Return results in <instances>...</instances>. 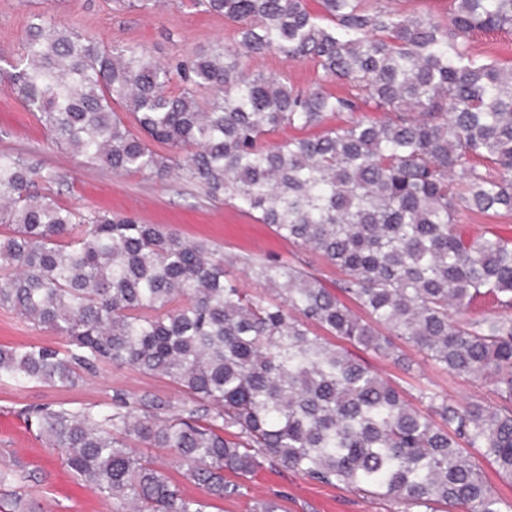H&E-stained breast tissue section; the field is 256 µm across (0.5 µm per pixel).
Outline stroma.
I'll return each mask as SVG.
<instances>
[{
    "label": "stroma",
    "instance_id": "35a3bbf8",
    "mask_svg": "<svg viewBox=\"0 0 512 512\" xmlns=\"http://www.w3.org/2000/svg\"><path fill=\"white\" fill-rule=\"evenodd\" d=\"M40 14L114 45L143 46L164 63L186 59L218 41L232 43L236 30L235 23L193 7L191 0H173L158 11L129 7L126 0H0V58L19 51L29 22ZM469 44L478 63L512 65V31L478 32ZM251 66L269 75L287 76L295 86L306 90L322 82L314 63L307 59H287L272 53L252 61ZM1 151L43 161L60 176L58 190L65 204L132 215L141 223L161 225L186 240L208 242L222 254L239 258L264 255L300 263L318 275L326 288L338 286L340 271L319 253L279 237L270 226L223 199L206 196L179 173L161 180L141 174L118 176L92 164L75 165L22 100L0 85ZM63 342L62 336L32 327L11 309L0 307V347L59 346ZM398 348L410 361V369L371 352H361L360 357L375 372L404 386L410 403H417L420 390L427 389L461 403L499 405L488 381L450 375L411 344L402 342ZM116 387L133 392L148 389L176 406L184 399L168 379L131 368L105 367L67 389L0 383V423L10 422L15 427L11 433L0 431V469L20 463L28 475L23 487L0 485V512H13L11 502L18 493L42 501L48 512H114V505L73 478L60 452L36 438L17 412L27 405L46 403L105 407ZM278 475V480L268 485L260 484L254 473L241 478V495L215 501L210 512H251L254 499L276 493L281 496L283 512H320L319 503L324 498L335 501L337 512H422L421 508L375 498L342 485H320L292 470H279Z\"/></svg>",
    "mask_w": 512,
    "mask_h": 512
}]
</instances>
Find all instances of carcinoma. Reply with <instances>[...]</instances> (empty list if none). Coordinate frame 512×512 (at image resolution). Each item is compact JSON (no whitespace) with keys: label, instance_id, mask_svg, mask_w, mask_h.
<instances>
[{"label":"carcinoma","instance_id":"cac0c4a2","mask_svg":"<svg viewBox=\"0 0 512 512\" xmlns=\"http://www.w3.org/2000/svg\"><path fill=\"white\" fill-rule=\"evenodd\" d=\"M448 17L366 0H199L237 24L176 64L38 18L0 85L16 90L77 162L115 174L179 172L289 241L320 253L365 320L301 264L247 258L278 301L228 277L225 257L131 215L67 206L41 162L0 152V306L66 345L0 348V382L72 388L100 367L164 377L112 389V406L37 405L27 427L104 500L131 512H207L184 493L241 494L225 472L267 461L448 512H512L474 460L512 479V240L461 223L512 213V67L478 64L475 31L512 30V0H450ZM308 59L341 94L246 67ZM381 113L357 119L359 112ZM316 129L272 142L284 129ZM485 170H480V167ZM489 296L493 311L466 317ZM387 328L391 335L380 333ZM320 329L321 336L315 333ZM460 377L490 380L497 407L420 390L411 406L334 336L398 365L391 339ZM164 448L180 478L141 455Z\"/></svg>","mask_w":512,"mask_h":512}]
</instances>
